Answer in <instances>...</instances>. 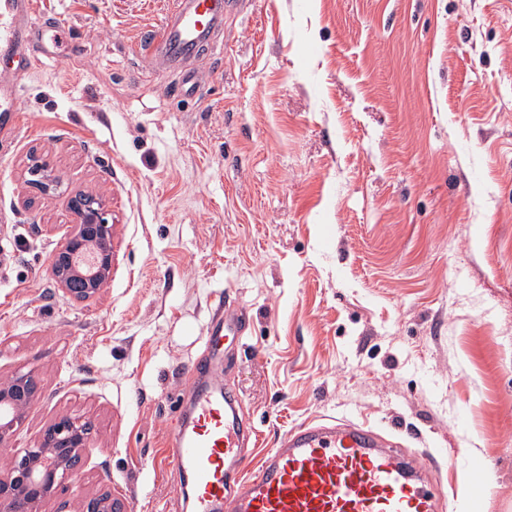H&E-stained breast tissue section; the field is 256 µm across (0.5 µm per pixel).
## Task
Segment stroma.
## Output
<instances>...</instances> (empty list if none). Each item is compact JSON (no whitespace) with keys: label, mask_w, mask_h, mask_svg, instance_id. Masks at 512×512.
<instances>
[{"label":"stroma","mask_w":512,"mask_h":512,"mask_svg":"<svg viewBox=\"0 0 512 512\" xmlns=\"http://www.w3.org/2000/svg\"><path fill=\"white\" fill-rule=\"evenodd\" d=\"M234 4L180 100L141 38L171 0H34L48 27L0 156V379L40 380L17 446L61 412L94 424L46 512L102 488L190 512L160 459L221 305L249 321L210 368L259 430L253 458L315 419L362 422L443 450L426 475L444 512H512V0ZM80 191L112 226L85 302L49 268Z\"/></svg>","instance_id":"obj_1"}]
</instances>
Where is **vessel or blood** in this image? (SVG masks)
Masks as SVG:
<instances>
[{
    "label": "vessel or blood",
    "mask_w": 512,
    "mask_h": 512,
    "mask_svg": "<svg viewBox=\"0 0 512 512\" xmlns=\"http://www.w3.org/2000/svg\"><path fill=\"white\" fill-rule=\"evenodd\" d=\"M232 0H173L165 23L153 32L150 50L164 70L178 73L174 93L195 94L197 75L186 63L201 49L223 53L216 39ZM38 19L33 0H0V61L30 69L28 50ZM16 77L0 72V140L13 141L21 125ZM248 322L216 315L203 338L204 364L220 350L245 344ZM258 432L227 382L193 392L187 415L170 439L174 464L193 498V512H440L441 490L424 482L416 457L384 447L371 427L328 419L286 431L255 470L246 450Z\"/></svg>",
    "instance_id": "1"
}]
</instances>
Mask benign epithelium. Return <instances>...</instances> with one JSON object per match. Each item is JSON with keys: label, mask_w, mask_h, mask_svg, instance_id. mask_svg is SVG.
Here are the masks:
<instances>
[{"label": "benign epithelium", "mask_w": 512, "mask_h": 512, "mask_svg": "<svg viewBox=\"0 0 512 512\" xmlns=\"http://www.w3.org/2000/svg\"><path fill=\"white\" fill-rule=\"evenodd\" d=\"M71 209L75 228L53 253L50 271L64 297L84 301L112 274V225L92 194L73 197ZM36 392L37 382L28 372L17 371L0 381V449L9 456L0 470V512H39L71 478L91 443V422L63 413L25 447H15ZM80 512L124 510L112 495L102 493L84 497Z\"/></svg>", "instance_id": "obj_1"}]
</instances>
